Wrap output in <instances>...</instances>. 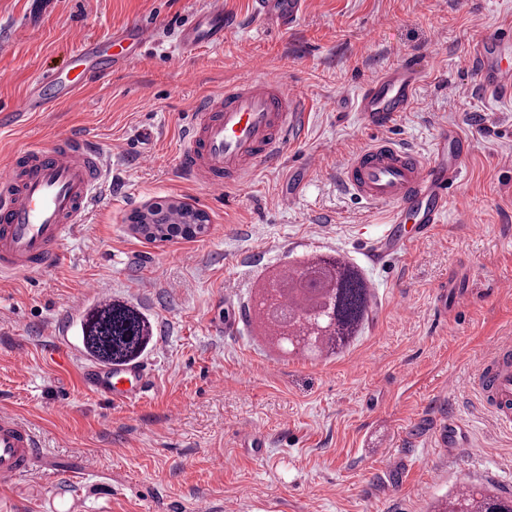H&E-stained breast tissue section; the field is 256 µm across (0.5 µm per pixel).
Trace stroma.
I'll return each instance as SVG.
<instances>
[{
    "label": "stroma",
    "instance_id": "obj_1",
    "mask_svg": "<svg viewBox=\"0 0 512 512\" xmlns=\"http://www.w3.org/2000/svg\"><path fill=\"white\" fill-rule=\"evenodd\" d=\"M210 2L0 0V109L42 71L70 69L81 38L133 23L152 32L80 106L0 129V166L80 131L110 150L98 204L51 268L0 277V410L44 437L32 471L0 487V512H430L466 483L512 494V432L466 386L512 337V91L481 90L466 63L475 40L512 29V0H305L279 28L255 22L253 0H223L224 44L181 52ZM404 62L423 82L385 137L426 157L451 130L467 151L432 236L381 256L389 210L339 184L376 136L355 110L360 86ZM270 73L302 91L307 134L215 199L177 167L194 104ZM158 202L205 211L208 232L145 240L130 218ZM314 254L345 257L372 287L360 335L330 357L283 353L255 317L260 289ZM104 298L153 325L139 358L151 385L132 404L83 381L97 361L79 321ZM247 427L261 454L245 447Z\"/></svg>",
    "mask_w": 512,
    "mask_h": 512
}]
</instances>
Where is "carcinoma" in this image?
Wrapping results in <instances>:
<instances>
[{"label":"carcinoma","instance_id":"cac0c4a2","mask_svg":"<svg viewBox=\"0 0 512 512\" xmlns=\"http://www.w3.org/2000/svg\"><path fill=\"white\" fill-rule=\"evenodd\" d=\"M156 239L196 238L186 232L185 214L174 204L154 207ZM372 294L351 264L313 255L261 290L258 316L268 339L285 352L333 355L349 345L368 318ZM85 352L108 365L140 357L153 339L152 324L137 311L107 303L80 320ZM432 512H512V495L466 485L436 502Z\"/></svg>","mask_w":512,"mask_h":512}]
</instances>
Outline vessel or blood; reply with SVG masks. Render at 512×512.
Returning <instances> with one entry per match:
<instances>
[{
	"instance_id": "vessel-or-blood-1",
	"label": "vessel or blood",
	"mask_w": 512,
	"mask_h": 512,
	"mask_svg": "<svg viewBox=\"0 0 512 512\" xmlns=\"http://www.w3.org/2000/svg\"><path fill=\"white\" fill-rule=\"evenodd\" d=\"M303 0H255L254 13L267 25L294 22ZM151 39L148 28L130 25L107 39L84 38L74 50L68 72L39 74L13 107V115L47 112L78 101L90 75L125 69L132 50ZM224 39V8L212 0L196 14L181 37L185 51ZM512 56V34L494 32L475 41L469 64L479 85L512 87V69L502 68ZM423 78L421 69L404 63L386 70L358 93L356 110L365 125L380 131L408 111ZM307 108L300 90L280 76L268 74L226 84L223 91L198 104L184 133L179 156L182 171L221 195L258 164L279 162L289 143L305 129ZM465 154L458 135L442 136L431 158L381 137L360 150L344 170L341 184L367 207L391 208L385 233L390 247L429 236L431 225L446 214ZM107 151L81 136H66L19 152L0 168V276L28 275L50 268L68 237L82 224L98 200ZM96 395L115 404L142 398L148 388L141 364L92 369L84 375ZM472 388L496 415L499 426L512 431V341L495 343L471 378ZM40 437L13 414L0 411V486L13 484L31 470Z\"/></svg>"
}]
</instances>
